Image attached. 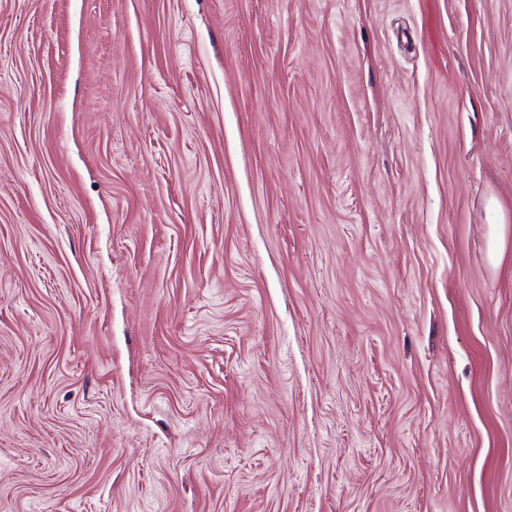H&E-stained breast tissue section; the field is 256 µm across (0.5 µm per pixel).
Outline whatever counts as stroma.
<instances>
[{
  "mask_svg": "<svg viewBox=\"0 0 512 512\" xmlns=\"http://www.w3.org/2000/svg\"><path fill=\"white\" fill-rule=\"evenodd\" d=\"M512 0H0V512H512Z\"/></svg>",
  "mask_w": 512,
  "mask_h": 512,
  "instance_id": "stroma-1",
  "label": "stroma"
}]
</instances>
